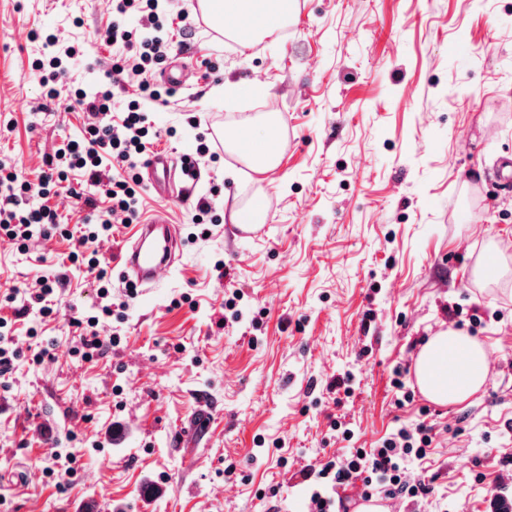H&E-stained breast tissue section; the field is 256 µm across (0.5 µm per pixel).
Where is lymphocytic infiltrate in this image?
<instances>
[{"label": "lymphocytic infiltrate", "mask_w": 512, "mask_h": 512, "mask_svg": "<svg viewBox=\"0 0 512 512\" xmlns=\"http://www.w3.org/2000/svg\"><path fill=\"white\" fill-rule=\"evenodd\" d=\"M130 14L139 18L143 30L140 37H133L126 27L125 18ZM164 26L165 21L158 13V0H116V15L105 33L118 57L112 66V80L93 92L79 89L73 95L80 110L90 117L82 135L63 141L49 162L48 172L36 183L19 176L0 160V237L8 239L19 252H26L35 236L55 234L67 240L77 239L72 261L92 265L97 261L94 246L109 235L113 218H120L125 224L137 218L140 210L137 170L144 164L155 138L141 100L147 97L162 102V94L154 88L152 79L175 49L173 42L162 34ZM45 44L47 53L35 58L32 67L43 73L46 95L55 99L61 95L68 62L79 49L60 42L52 34L46 36ZM124 84L137 87L139 95L128 102L123 112L116 114L112 111L114 89ZM72 172L80 174L83 185L90 190L86 205L95 206L100 198L108 202L107 209L77 233L61 224L56 211L42 203ZM431 444L426 428L412 431L403 428L384 437L372 451L358 448L342 464L326 463L319 476L338 484L364 477L381 498L405 492L414 495L419 488L412 484L404 463L410 458H424Z\"/></svg>", "instance_id": "1"}]
</instances>
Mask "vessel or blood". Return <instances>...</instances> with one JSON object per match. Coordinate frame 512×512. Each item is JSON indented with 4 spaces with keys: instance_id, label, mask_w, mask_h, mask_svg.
Wrapping results in <instances>:
<instances>
[{
    "instance_id": "b4317fda",
    "label": "vessel or blood",
    "mask_w": 512,
    "mask_h": 512,
    "mask_svg": "<svg viewBox=\"0 0 512 512\" xmlns=\"http://www.w3.org/2000/svg\"><path fill=\"white\" fill-rule=\"evenodd\" d=\"M147 176L161 193L167 195L176 193L183 182L177 162L164 155L151 158ZM179 247V229L168 210L156 209L135 226L130 243L121 256L127 280L139 288L152 287L162 271L172 269Z\"/></svg>"
}]
</instances>
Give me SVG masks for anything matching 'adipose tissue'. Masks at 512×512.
<instances>
[{
  "mask_svg": "<svg viewBox=\"0 0 512 512\" xmlns=\"http://www.w3.org/2000/svg\"><path fill=\"white\" fill-rule=\"evenodd\" d=\"M212 23L244 45L278 30L293 14V0H207ZM231 145L255 170L276 168L282 146L274 126L248 130L233 137ZM488 361L482 346L449 329L436 334L422 347L415 375L422 394L432 402H461L483 384Z\"/></svg>",
  "mask_w": 512,
  "mask_h": 512,
  "instance_id": "ef3b65f1",
  "label": "adipose tissue"
}]
</instances>
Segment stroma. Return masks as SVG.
<instances>
[{"label":"stroma","instance_id":"stroma-1","mask_svg":"<svg viewBox=\"0 0 512 512\" xmlns=\"http://www.w3.org/2000/svg\"><path fill=\"white\" fill-rule=\"evenodd\" d=\"M112 12L0 0V159L30 182L86 116L45 103L29 34L79 44L69 82L89 92L112 66ZM169 35L192 69L149 115L151 153L178 161L214 126L270 120L281 161L260 174L225 148L169 202L142 183L181 253L134 297L118 261L133 225L113 224L94 268L56 235L24 254L0 239V335L24 352L0 373V512H309L313 491L364 489L320 479L323 464L419 424L433 443L408 472L427 491L390 512L512 500V173L497 171L512 159V0H295L287 35L255 49L176 18ZM256 205L263 234L239 236L232 211ZM46 273L49 315L29 302ZM104 279L99 331L116 341L88 362L78 322L99 316ZM449 328L484 346L488 376L436 404L414 364Z\"/></svg>","mask_w":512,"mask_h":512}]
</instances>
